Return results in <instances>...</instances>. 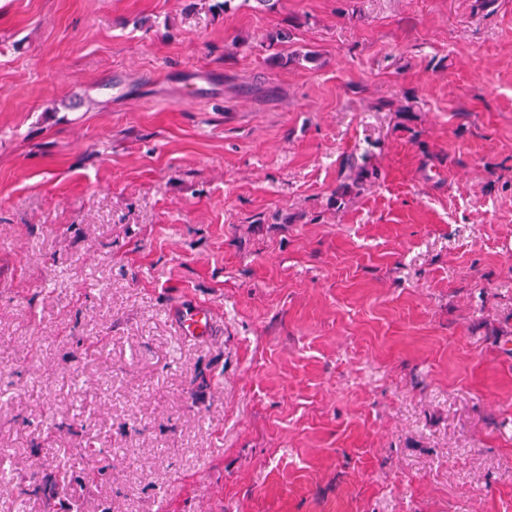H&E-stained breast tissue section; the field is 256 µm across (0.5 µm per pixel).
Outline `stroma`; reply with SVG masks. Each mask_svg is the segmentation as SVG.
<instances>
[{
    "mask_svg": "<svg viewBox=\"0 0 512 512\" xmlns=\"http://www.w3.org/2000/svg\"><path fill=\"white\" fill-rule=\"evenodd\" d=\"M216 2L0 0V512H512V0ZM177 318L185 334L207 336L210 329V315L205 307L197 306L186 311H178Z\"/></svg>",
    "mask_w": 512,
    "mask_h": 512,
    "instance_id": "obj_1",
    "label": "stroma"
}]
</instances>
